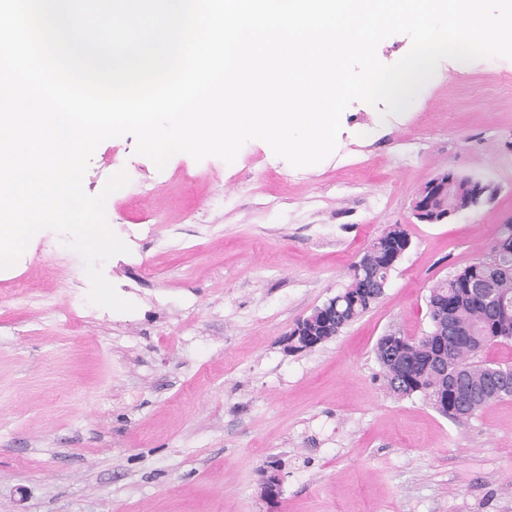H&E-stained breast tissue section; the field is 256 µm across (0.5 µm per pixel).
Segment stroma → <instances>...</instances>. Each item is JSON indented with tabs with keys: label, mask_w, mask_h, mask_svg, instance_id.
Returning <instances> with one entry per match:
<instances>
[{
	"label": "stroma",
	"mask_w": 512,
	"mask_h": 512,
	"mask_svg": "<svg viewBox=\"0 0 512 512\" xmlns=\"http://www.w3.org/2000/svg\"><path fill=\"white\" fill-rule=\"evenodd\" d=\"M135 145L101 142L83 187L128 175L106 215L129 251L103 272L136 311L88 302L50 230L0 271V512H512V398L454 421L389 391L375 355L429 331L430 289L512 223V59L442 61L397 114L352 102L314 167L249 141L232 167L178 153L160 170ZM442 171L495 194L419 223L411 203ZM390 224L411 245L378 303L288 352Z\"/></svg>",
	"instance_id": "35a3bbf8"
}]
</instances>
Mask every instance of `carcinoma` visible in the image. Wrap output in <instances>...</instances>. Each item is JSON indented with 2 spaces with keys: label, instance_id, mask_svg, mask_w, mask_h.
Masks as SVG:
<instances>
[{
  "label": "carcinoma",
  "instance_id": "obj_1",
  "mask_svg": "<svg viewBox=\"0 0 512 512\" xmlns=\"http://www.w3.org/2000/svg\"><path fill=\"white\" fill-rule=\"evenodd\" d=\"M470 198L467 179L448 181V207H462ZM410 236L401 224H390L365 248L361 270L352 271L345 290L336 296V315L312 313L300 331H290L288 351L311 350L337 336L377 302L376 279L385 274L391 255ZM430 321L443 312L456 324L453 336L427 333L419 339L388 334L379 338L375 353L387 388L405 397L419 393L435 401L438 412L459 420L474 415L507 395L480 399L465 406L463 400L492 382L495 372L512 365L486 361L481 352L495 343L512 341V224L499 226L487 255L461 266L430 289ZM443 367L437 368V357Z\"/></svg>",
  "mask_w": 512,
  "mask_h": 512
}]
</instances>
